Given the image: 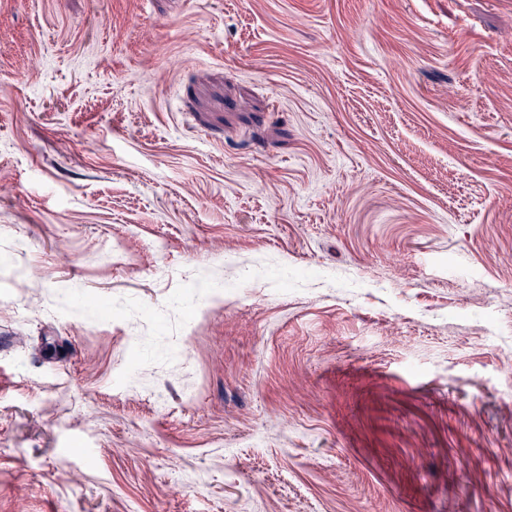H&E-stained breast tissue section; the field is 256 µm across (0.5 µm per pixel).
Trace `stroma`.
Returning a JSON list of instances; mask_svg holds the SVG:
<instances>
[{"label": "stroma", "mask_w": 512, "mask_h": 512, "mask_svg": "<svg viewBox=\"0 0 512 512\" xmlns=\"http://www.w3.org/2000/svg\"><path fill=\"white\" fill-rule=\"evenodd\" d=\"M0 512H512V0H0Z\"/></svg>", "instance_id": "1"}]
</instances>
